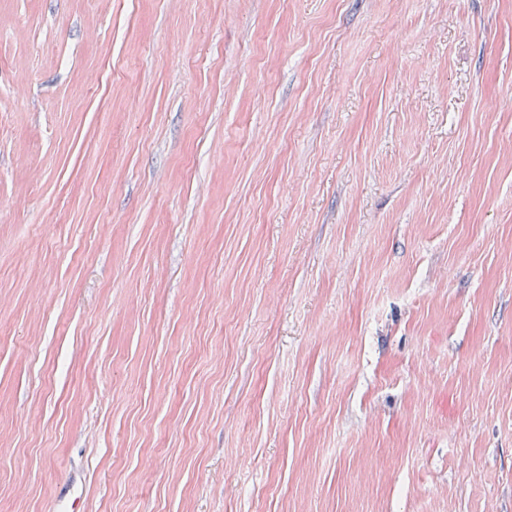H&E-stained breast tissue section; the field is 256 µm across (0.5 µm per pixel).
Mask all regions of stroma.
<instances>
[{"label":"stroma","mask_w":512,"mask_h":512,"mask_svg":"<svg viewBox=\"0 0 512 512\" xmlns=\"http://www.w3.org/2000/svg\"><path fill=\"white\" fill-rule=\"evenodd\" d=\"M0 512H512V0H0Z\"/></svg>","instance_id":"stroma-1"}]
</instances>
